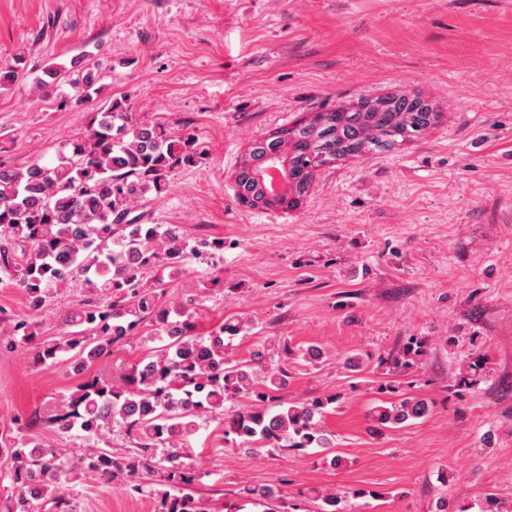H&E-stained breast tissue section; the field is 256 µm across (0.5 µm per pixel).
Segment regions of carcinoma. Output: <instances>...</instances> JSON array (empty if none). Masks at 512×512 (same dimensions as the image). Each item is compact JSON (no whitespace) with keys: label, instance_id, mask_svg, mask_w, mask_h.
I'll return each mask as SVG.
<instances>
[{"label":"carcinoma","instance_id":"obj_1","mask_svg":"<svg viewBox=\"0 0 512 512\" xmlns=\"http://www.w3.org/2000/svg\"><path fill=\"white\" fill-rule=\"evenodd\" d=\"M23 71L20 55L1 65L0 86L12 85ZM60 75L56 66L44 68L37 88L53 90ZM440 119L418 93L362 95L311 112L253 141L235 172L236 199L251 209L297 210L320 168L367 152H390ZM197 156L193 135L138 121L121 103L111 102L91 113L88 133L65 143L53 164L15 167L0 161V280L22 288L34 312L72 284L88 293L64 315L65 335L53 343L36 342V325L24 319L1 326L0 335L34 345L37 363L64 360L84 375L44 418L55 433L77 430L93 442L117 424L137 439L131 452L95 448L74 466L42 440L19 443L0 435V455L13 461L17 488L8 512H29L31 502L42 499L60 504L61 489L76 470L103 482L117 470L128 478L127 489L140 493L139 476L158 466L152 449L189 443L202 422L222 418L241 398L257 404L235 410L224 422L225 442L254 455L318 448L331 466L341 465L342 457L334 454L336 435L323 425L337 396L284 400L288 371L266 361L264 346H256L248 360L228 355L227 340L243 327L226 322L207 336L195 335L190 308L167 304L164 290L147 286L150 278L164 284L159 275L172 279L195 261L207 264L224 249L222 240L191 239L178 225L142 224L131 216L133 203L162 195L169 174ZM272 156L287 167L291 184L288 195L274 202L265 199L255 178ZM143 324L161 346L132 366L122 382L88 374ZM430 409L428 400L406 396L373 407L372 414L378 425L399 428ZM242 493L266 512H288L276 487L247 485ZM367 495L363 489L322 494L320 512H344L349 499ZM160 496V512H203L189 493Z\"/></svg>","mask_w":512,"mask_h":512}]
</instances>
